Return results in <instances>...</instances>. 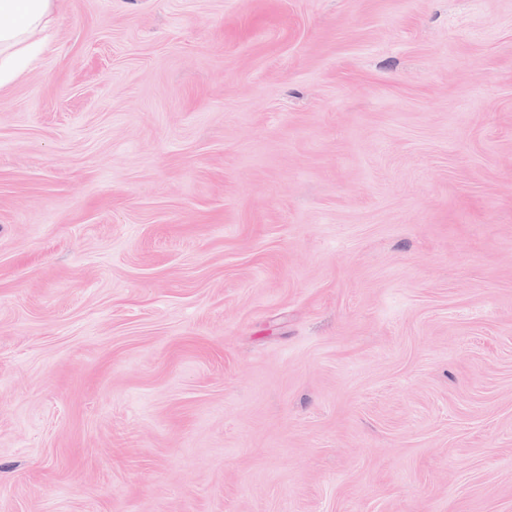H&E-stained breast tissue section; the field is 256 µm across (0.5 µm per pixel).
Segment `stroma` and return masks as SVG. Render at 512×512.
Segmentation results:
<instances>
[{
    "instance_id": "stroma-1",
    "label": "stroma",
    "mask_w": 512,
    "mask_h": 512,
    "mask_svg": "<svg viewBox=\"0 0 512 512\" xmlns=\"http://www.w3.org/2000/svg\"><path fill=\"white\" fill-rule=\"evenodd\" d=\"M52 10L0 512H512V0Z\"/></svg>"
}]
</instances>
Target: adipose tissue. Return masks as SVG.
<instances>
[{
  "instance_id": "ef3b65f1",
  "label": "adipose tissue",
  "mask_w": 512,
  "mask_h": 512,
  "mask_svg": "<svg viewBox=\"0 0 512 512\" xmlns=\"http://www.w3.org/2000/svg\"><path fill=\"white\" fill-rule=\"evenodd\" d=\"M55 22L52 0H0V86L37 60L42 46L32 36Z\"/></svg>"
}]
</instances>
